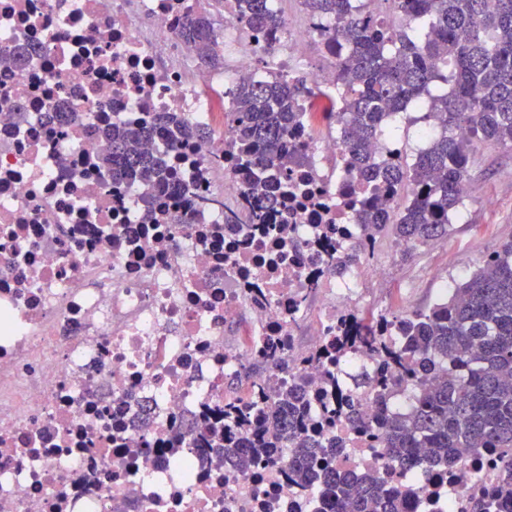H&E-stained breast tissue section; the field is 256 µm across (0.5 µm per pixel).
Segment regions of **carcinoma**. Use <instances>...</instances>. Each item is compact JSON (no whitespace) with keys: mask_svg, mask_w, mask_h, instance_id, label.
<instances>
[{"mask_svg":"<svg viewBox=\"0 0 512 512\" xmlns=\"http://www.w3.org/2000/svg\"><path fill=\"white\" fill-rule=\"evenodd\" d=\"M252 28L281 23L269 0H238ZM378 0H365L353 10L351 0H303L306 11L324 17L328 35L349 44L339 63L341 84L336 94L345 101L341 117L331 109L322 113L327 123L339 121L336 133L351 155L356 174L374 182L375 196L361 201L357 215L376 244L392 230L394 237L416 251L432 242H444L451 230L462 192L470 188V155L461 147L456 130H469L470 144L512 150V0H389L400 21L419 23L417 36L392 24L381 29L366 23L362 14H375ZM183 39L200 64L214 68L224 56L212 16L191 18ZM305 93L304 82L287 83L274 75L266 81L240 82L228 91L224 128L234 138L239 156L253 177L248 194L257 196L264 175L281 159L289 128ZM433 111L425 118L440 131L413 161L376 158L369 143L384 129L387 119L407 111L421 100ZM154 129L171 137L188 130L185 121L170 112L155 118ZM143 129L114 125L106 152L99 162L119 178H143L148 183L172 179L161 160L138 149ZM408 202L395 204L404 190ZM270 211L256 205L252 223L263 233L281 235L282 224L270 222ZM399 323L402 341L388 346L377 338L383 329ZM363 348L377 367L336 373V360ZM328 388L340 383L348 396L357 428L379 436L382 447L402 469L414 464L413 449L427 448L426 463L445 469L459 448H486L497 453L512 448V241L499 245L469 278L453 289L448 300L427 310L386 313L367 320L358 317L342 327L329 346L313 360ZM417 388L411 411L387 405L372 424L351 404L353 393L375 383L381 396L397 380ZM309 377L293 385L261 393L259 402L224 403V409L204 416L200 438L218 448L236 447L237 436L247 439L249 454L239 463L250 467L259 458L278 459L280 448H294L306 459L295 470L299 484L320 478L334 512H405L397 491L384 489L378 476L341 479L317 437L323 425L309 418L303 391ZM503 477L497 493L477 512H492V504L512 501V458H501Z\"/></svg>","mask_w":512,"mask_h":512,"instance_id":"carcinoma-1","label":"carcinoma"}]
</instances>
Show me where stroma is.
Listing matches in <instances>:
<instances>
[{"label":"stroma","instance_id":"obj_1","mask_svg":"<svg viewBox=\"0 0 512 512\" xmlns=\"http://www.w3.org/2000/svg\"><path fill=\"white\" fill-rule=\"evenodd\" d=\"M471 189L446 242L404 256L394 253L392 233L381 235L367 264L388 268V288L367 291L363 304L398 313L437 303L442 284L467 278L501 243L512 240V151L479 145L471 154Z\"/></svg>","mask_w":512,"mask_h":512}]
</instances>
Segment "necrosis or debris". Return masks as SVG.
Segmentation results:
<instances>
[{"label":"necrosis or debris","instance_id":"necrosis-or-debris-1","mask_svg":"<svg viewBox=\"0 0 512 512\" xmlns=\"http://www.w3.org/2000/svg\"><path fill=\"white\" fill-rule=\"evenodd\" d=\"M213 6L232 58L222 73L182 38ZM313 42L323 63L307 68ZM346 55L294 14L249 28L237 0H0V512H333L319 483L293 480L291 449L241 469L193 425L312 376L309 357L357 313L361 282L385 278L346 260L363 237L352 203L368 189L336 133L315 131L318 95ZM274 73L310 91L276 171L293 186L273 213L281 237L252 224L250 178L226 133L143 141L174 178L145 196L100 166L112 123L176 112L210 128L232 85ZM329 226L339 273L317 244ZM274 337L287 368L269 355ZM308 393L313 416L336 404L313 376ZM327 435L343 442L338 471L390 464L344 416ZM499 475L497 456L463 448L452 470L387 486L406 512H473Z\"/></svg>","mask_w":512,"mask_h":512}]
</instances>
